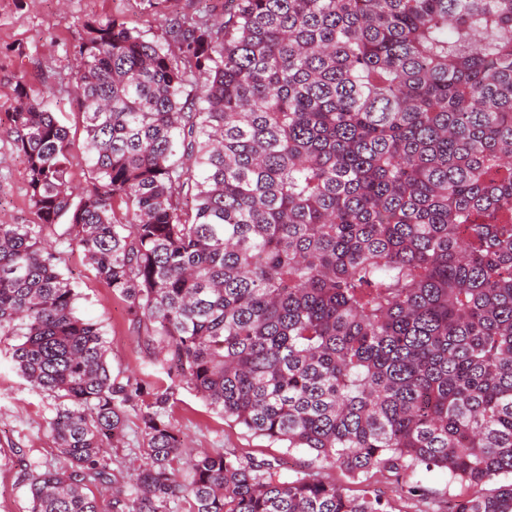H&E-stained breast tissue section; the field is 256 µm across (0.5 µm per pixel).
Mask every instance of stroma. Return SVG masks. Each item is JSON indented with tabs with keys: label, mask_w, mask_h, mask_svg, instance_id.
I'll return each instance as SVG.
<instances>
[{
	"label": "stroma",
	"mask_w": 512,
	"mask_h": 512,
	"mask_svg": "<svg viewBox=\"0 0 512 512\" xmlns=\"http://www.w3.org/2000/svg\"><path fill=\"white\" fill-rule=\"evenodd\" d=\"M117 17L128 27L161 40L163 31L146 9L144 0H0V113L6 112L20 63L31 56L39 67L30 69L34 90L52 85L56 91L55 116L74 138L72 180L85 187L90 173L85 161V134L69 91L71 61L64 46L85 35L83 24L91 19ZM0 213L15 224H33L23 163L6 137L0 136ZM59 268L76 286L77 313L98 323L109 348L108 362L118 377L137 376L150 390L164 389L169 379L161 366L162 357L148 348L144 336L128 319L126 305L100 280L84 255L59 246ZM0 344V512H29L30 496L25 473L31 464L54 460L57 451L50 429L54 401L33 389L18 373ZM168 419L187 440L186 451L223 449L243 457L268 462L283 476L314 472L357 495L370 490L389 504V512H446L449 499L464 491L443 471H419L417 480L423 497L409 499L400 494L393 473L372 471L361 479L319 460L304 448L287 449L285 443L247 431L224 418L196 392L181 387L168 407Z\"/></svg>",
	"instance_id": "35a3bbf8"
}]
</instances>
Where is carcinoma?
<instances>
[{
  "label": "carcinoma",
  "instance_id": "obj_1",
  "mask_svg": "<svg viewBox=\"0 0 512 512\" xmlns=\"http://www.w3.org/2000/svg\"><path fill=\"white\" fill-rule=\"evenodd\" d=\"M154 41L88 21L72 141L27 71L0 120L35 224L0 219V341L53 397L64 465L30 512H388L226 451L184 459L167 420L212 409L360 478L439 469L512 512V0H224ZM125 303L170 384L112 376L54 243ZM144 461L113 468L127 408ZM186 460L190 479L179 478Z\"/></svg>",
  "mask_w": 512,
  "mask_h": 512
}]
</instances>
